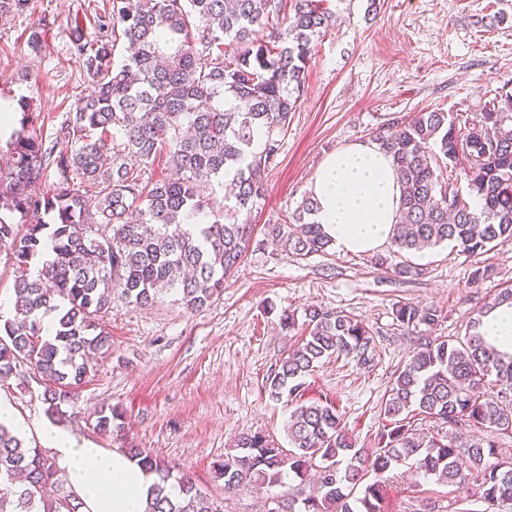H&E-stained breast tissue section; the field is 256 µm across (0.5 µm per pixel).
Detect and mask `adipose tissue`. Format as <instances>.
Wrapping results in <instances>:
<instances>
[{
  "mask_svg": "<svg viewBox=\"0 0 512 512\" xmlns=\"http://www.w3.org/2000/svg\"><path fill=\"white\" fill-rule=\"evenodd\" d=\"M309 191L318 203L314 219L337 249L369 254L390 243L401 189L391 157L376 143L350 144L329 153ZM479 331L488 345L511 357L512 304L486 312ZM44 439L80 495L83 512H145L155 477L123 451L89 446L54 426L45 429Z\"/></svg>",
  "mask_w": 512,
  "mask_h": 512,
  "instance_id": "adipose-tissue-1",
  "label": "adipose tissue"
}]
</instances>
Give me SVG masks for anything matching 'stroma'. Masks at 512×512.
<instances>
[{"mask_svg":"<svg viewBox=\"0 0 512 512\" xmlns=\"http://www.w3.org/2000/svg\"><path fill=\"white\" fill-rule=\"evenodd\" d=\"M112 0H31L28 11L0 20V100L33 111L53 137L76 98L93 84L69 52L70 21L110 8ZM334 25L319 38L307 65L300 104L292 116L267 191L249 217L250 248L224 291L205 311H187L168 293L150 307L122 305L101 325L109 352L93 362L88 383L66 420L53 421L44 385L28 366L0 381V402L25 422L28 445H42V426L59 424L74 438L106 450L115 435L93 428L100 406L119 408L127 439L192 476L197 487L223 501L224 512H270L275 497L296 493L290 478L270 489L225 492L213 464L239 434L261 432L287 445L294 408L269 398L271 369L299 343L279 316L303 318L308 306L343 312L368 326L375 355L323 360L304 379V401L328 400L340 410L358 445L370 448L386 419L381 401L418 343L465 336L484 300L512 288V242L476 257L452 245L409 256L386 246L372 254L328 249L307 258L276 245L265 230L280 224L309 192L322 159L336 148L368 142L388 119L445 112L476 121L493 92L512 94V0H327ZM40 26L42 53L27 46ZM420 267L404 276L402 262ZM489 278L472 284L476 266ZM441 310L438 323L406 328L397 305ZM448 487L400 469L387 485L385 512H458Z\"/></svg>","mask_w":512,"mask_h":512,"instance_id":"1","label":"stroma"}]
</instances>
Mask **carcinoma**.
Returning <instances> with one entry per match:
<instances>
[{
  "label": "carcinoma",
  "instance_id": "1",
  "mask_svg": "<svg viewBox=\"0 0 512 512\" xmlns=\"http://www.w3.org/2000/svg\"><path fill=\"white\" fill-rule=\"evenodd\" d=\"M324 0H112L70 29L71 50L93 91L78 99L53 139L25 115L0 156V249L14 266V318L0 325V380L28 363L44 381L48 412L66 416L90 374L92 355L112 339L99 318L120 303L148 306L175 292L200 311L219 297L252 241L248 223L265 196L266 172L280 151L305 87L314 41L331 27ZM30 0H0V17ZM269 30L266 36L263 30ZM129 55L114 63L118 42ZM260 150L252 149L257 135ZM122 147H114L115 140ZM371 141L388 153L402 187L392 247L415 253L445 242L476 256L512 241V107L485 102L474 124L445 112L394 117ZM170 176H147L160 155ZM459 169L468 193L448 178ZM53 180L47 181L48 171ZM456 198L448 206V198ZM480 208L474 207V200ZM311 196L282 224L268 226L298 256L326 252L331 239L313 221ZM56 213V223L41 220ZM26 224L19 231L11 215ZM492 297L461 340L420 344L397 372L383 404L388 423L372 448H359L335 405L302 400V379L324 358L373 359L362 322L338 311L305 310L304 337L267 377L271 398L295 403L289 448L242 433L213 465L224 490L273 488L287 474L316 477L304 497L277 512H384V474L401 466L512 512V458L496 448L512 437V358L478 331ZM54 315L53 337L43 320ZM403 326L433 325L434 307L402 303ZM495 376L497 391L486 389ZM461 430L453 439L417 432L413 419ZM116 408L94 412L99 432H122ZM127 454L156 475L146 512H223L184 474L143 448ZM55 459L0 424V512H82Z\"/></svg>",
  "mask_w": 512,
  "mask_h": 512
}]
</instances>
